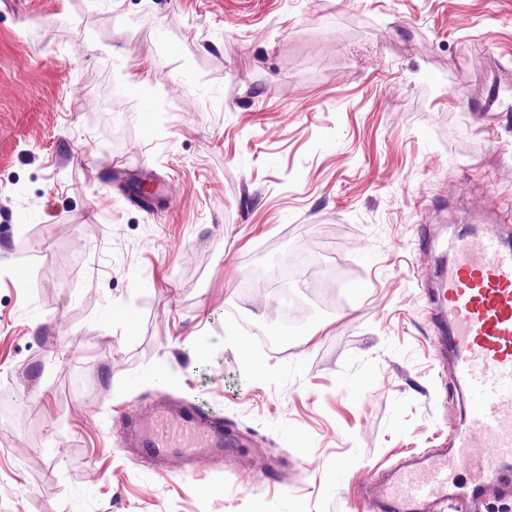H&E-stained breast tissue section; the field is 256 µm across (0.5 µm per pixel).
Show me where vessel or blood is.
Returning <instances> with one entry per match:
<instances>
[{"mask_svg": "<svg viewBox=\"0 0 512 512\" xmlns=\"http://www.w3.org/2000/svg\"><path fill=\"white\" fill-rule=\"evenodd\" d=\"M452 262L430 290V313L440 322V355L449 356L468 404L447 452L411 458L408 468L377 486L379 512H429L435 501L475 496L483 480L512 479V248L495 235L442 244ZM138 448L158 460L178 454L192 471L224 455L223 416L191 402L166 398L151 414L123 421ZM469 473L457 483L458 472Z\"/></svg>", "mask_w": 512, "mask_h": 512, "instance_id": "vessel-or-blood-1", "label": "vessel or blood"}]
</instances>
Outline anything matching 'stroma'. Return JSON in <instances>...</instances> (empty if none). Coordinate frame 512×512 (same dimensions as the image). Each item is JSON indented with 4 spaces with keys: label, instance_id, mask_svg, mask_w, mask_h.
I'll use <instances>...</instances> for the list:
<instances>
[{
    "label": "stroma",
    "instance_id": "obj_1",
    "mask_svg": "<svg viewBox=\"0 0 512 512\" xmlns=\"http://www.w3.org/2000/svg\"><path fill=\"white\" fill-rule=\"evenodd\" d=\"M509 213L512 0H0V512H373L467 403L440 243ZM307 248L335 305L262 344ZM163 397L223 459L124 443Z\"/></svg>",
    "mask_w": 512,
    "mask_h": 512
}]
</instances>
